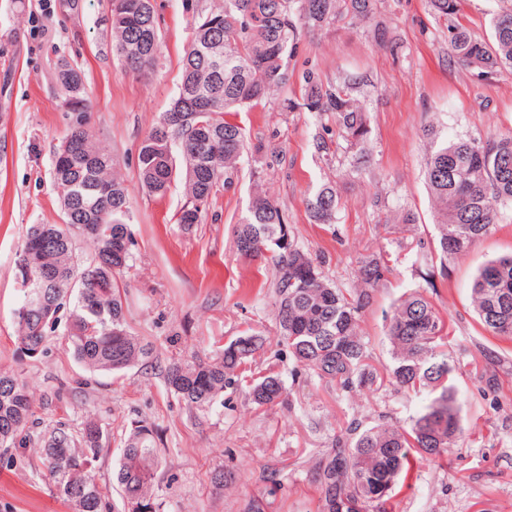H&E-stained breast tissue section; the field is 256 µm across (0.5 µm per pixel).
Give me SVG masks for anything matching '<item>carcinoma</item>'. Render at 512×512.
<instances>
[{
    "instance_id": "obj_1",
    "label": "carcinoma",
    "mask_w": 512,
    "mask_h": 512,
    "mask_svg": "<svg viewBox=\"0 0 512 512\" xmlns=\"http://www.w3.org/2000/svg\"><path fill=\"white\" fill-rule=\"evenodd\" d=\"M123 19L112 26L113 47L131 72L153 67L160 38L152 0H121ZM378 0H223L199 17L182 59L181 81L173 106L143 139L138 153L143 190L163 195L171 183L185 181L187 201L177 223L198 224L220 187L231 175L246 146L244 129L227 116L268 99L291 84L288 67L302 32L321 30L338 19L374 25L380 41L386 28L375 23ZM430 10L447 23L458 61L486 79L512 69V7L489 19L488 41L472 36L462 22L464 0H428ZM56 79L65 103L85 104V76L62 58ZM303 102L283 100L319 116L334 115L355 171L368 156V113L350 98L355 80L323 84L311 70L302 73ZM430 151L424 179L440 221L431 258L446 265L465 255L499 224V205L512 202V133L479 144L466 139H438L426 130ZM179 145V153L173 146ZM112 154L101 148L78 121L54 153L52 175L62 192V223L31 225L16 261L19 289L14 310L19 352L29 358L45 353L50 335L85 369L119 372L153 363L152 344L126 327L118 285L134 245L130 229L131 195L113 175ZM317 224L336 223L338 191L328 182L308 198ZM86 238L91 253L79 255L76 236ZM244 259L269 254L274 270L273 305L279 342L296 363L318 379L343 389L374 393L384 386L422 397L420 410L405 424L360 429L348 425L334 448L314 464L317 512H387L389 494L419 457L430 464L448 463L450 449L466 437L454 379L458 359L448 349L445 320L431 302L434 269L422 274L427 287L404 293L386 315L392 364L378 373L368 363L361 333L363 313L389 270L379 253L360 259L358 288L344 292L324 277L318 256L301 249L291 237L281 207L260 190L253 193L234 230ZM471 303L483 329L512 343V254L483 265L472 280ZM266 338L245 330L215 356L173 359L164 369L167 389L191 412L213 407L232 377L245 371ZM286 387L274 373L249 386L257 407L284 400ZM35 425L31 395L19 376L0 373V447L24 448ZM157 429L141 421L132 425L121 448L115 481L118 512H160ZM108 438L89 417L77 433L50 431L42 448L56 494L73 512H103L109 487L98 477Z\"/></svg>"
}]
</instances>
